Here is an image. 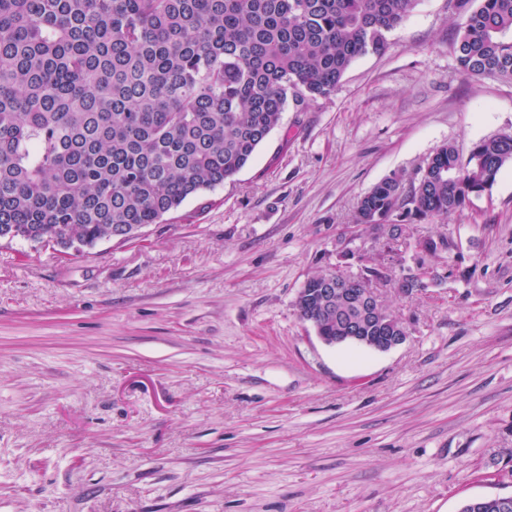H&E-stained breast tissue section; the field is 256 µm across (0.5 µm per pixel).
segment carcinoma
I'll return each mask as SVG.
<instances>
[{
	"instance_id": "cac0c4a2",
	"label": "carcinoma",
	"mask_w": 512,
	"mask_h": 512,
	"mask_svg": "<svg viewBox=\"0 0 512 512\" xmlns=\"http://www.w3.org/2000/svg\"><path fill=\"white\" fill-rule=\"evenodd\" d=\"M418 0H0V239L73 233L87 248L141 231L224 185L288 101L329 99L361 56L382 54ZM459 68L512 80V0H454ZM512 135L444 144L406 180L363 194L356 223L424 221L490 194ZM373 279L336 276V292ZM376 315L362 336H395Z\"/></svg>"
}]
</instances>
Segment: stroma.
<instances>
[{"mask_svg": "<svg viewBox=\"0 0 512 512\" xmlns=\"http://www.w3.org/2000/svg\"><path fill=\"white\" fill-rule=\"evenodd\" d=\"M419 0L328 100L286 107L224 185L122 244L0 241V512H458L512 495V166L443 217L354 224L445 143L512 133V82L459 70ZM444 237L431 254L419 241ZM353 254L340 259L343 247ZM377 262L408 338L329 346L312 274ZM422 267L426 287L398 286Z\"/></svg>", "mask_w": 512, "mask_h": 512, "instance_id": "obj_1", "label": "stroma"}]
</instances>
